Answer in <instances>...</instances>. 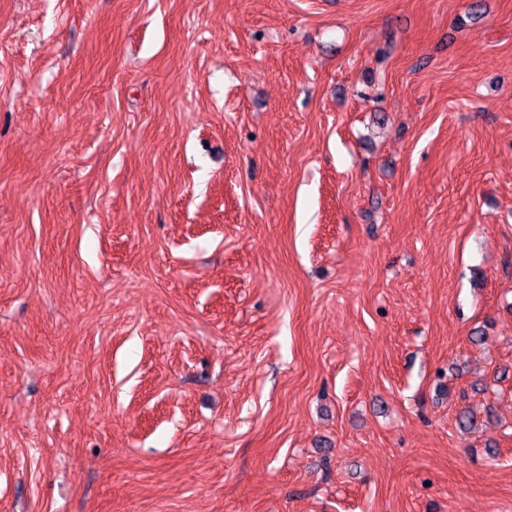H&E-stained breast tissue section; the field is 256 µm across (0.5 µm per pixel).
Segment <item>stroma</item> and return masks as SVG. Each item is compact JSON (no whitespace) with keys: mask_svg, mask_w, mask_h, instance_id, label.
<instances>
[{"mask_svg":"<svg viewBox=\"0 0 512 512\" xmlns=\"http://www.w3.org/2000/svg\"><path fill=\"white\" fill-rule=\"evenodd\" d=\"M0 512H512V0H0Z\"/></svg>","mask_w":512,"mask_h":512,"instance_id":"35a3bbf8","label":"stroma"}]
</instances>
